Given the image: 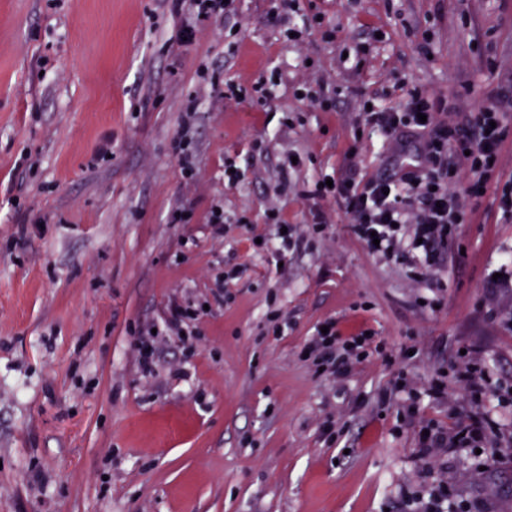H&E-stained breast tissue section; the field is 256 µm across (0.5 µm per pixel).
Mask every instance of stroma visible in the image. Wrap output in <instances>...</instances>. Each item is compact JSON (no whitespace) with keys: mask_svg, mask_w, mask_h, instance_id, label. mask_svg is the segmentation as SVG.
I'll return each instance as SVG.
<instances>
[{"mask_svg":"<svg viewBox=\"0 0 512 512\" xmlns=\"http://www.w3.org/2000/svg\"><path fill=\"white\" fill-rule=\"evenodd\" d=\"M316 3L331 41H286L299 14L239 0L236 20L181 47L167 0H0V512H409L404 492L428 470L421 424L382 392L401 374L422 390L439 379L448 399L422 397V419L470 412L463 348L512 386V223L493 192L432 275L412 251L372 254L337 204L310 230L302 195L352 165L383 171L362 99L395 105L401 84L444 95L465 81L472 111L512 86V0ZM368 40L361 68L344 62ZM202 67L277 86L263 107L227 101ZM320 80L340 90L327 111L293 95ZM180 135L191 181L171 152ZM291 153L301 166L281 171ZM228 156L247 162L234 186ZM272 210L304 232L280 267L252 248L273 236ZM175 299L206 310L186 338L162 337L143 377L140 340ZM329 319L345 336L371 332L382 355L320 376L301 351ZM448 480L475 512H512V449L484 471L472 450L451 455Z\"/></svg>","mask_w":512,"mask_h":512,"instance_id":"1","label":"stroma"}]
</instances>
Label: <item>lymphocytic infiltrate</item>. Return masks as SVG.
<instances>
[{
	"instance_id": "f902f5d3",
	"label": "lymphocytic infiltrate",
	"mask_w": 512,
	"mask_h": 512,
	"mask_svg": "<svg viewBox=\"0 0 512 512\" xmlns=\"http://www.w3.org/2000/svg\"><path fill=\"white\" fill-rule=\"evenodd\" d=\"M172 2L187 6L194 19L179 32L190 40L197 26L227 21L238 14L237 0ZM463 96L458 89L432 96L415 86L398 106L372 102L363 113L365 126L397 140L400 150L409 151L408 162L387 177L365 179L353 166L333 183L318 180L303 192L315 202L313 224L327 221L321 201H334L344 209L353 234L366 248H377L385 255L407 238L422 266L434 268L454 225L464 220L467 197L497 180L495 161L511 128L507 115L512 112V91L497 92L478 111L467 114L460 111ZM327 326V332L315 334L305 352L315 367L338 379L348 372L363 338L341 336L335 321H328ZM426 429L416 450L422 460L459 448H493L503 436L499 424L486 413L448 425L431 422ZM407 502L411 512H472L467 504L449 505L448 482L439 475L421 483L419 492Z\"/></svg>"
}]
</instances>
